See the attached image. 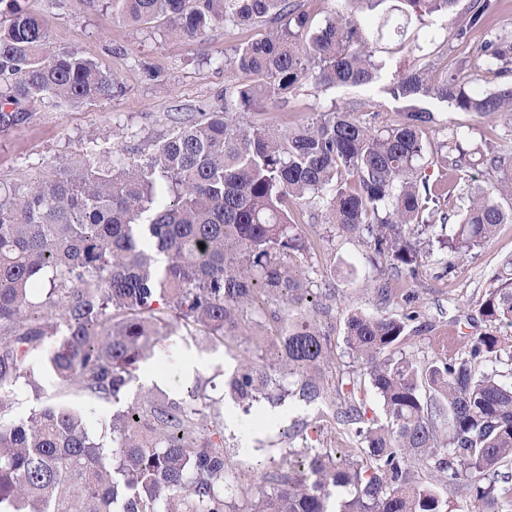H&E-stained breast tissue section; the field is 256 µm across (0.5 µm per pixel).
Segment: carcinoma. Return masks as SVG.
<instances>
[{"mask_svg":"<svg viewBox=\"0 0 512 512\" xmlns=\"http://www.w3.org/2000/svg\"><path fill=\"white\" fill-rule=\"evenodd\" d=\"M371 11L363 27L340 13L316 27L292 0H104L118 22L166 24L193 42L215 23L268 34L239 43L224 68L247 81L224 83V106L175 125L145 153L126 147L90 153L19 188L0 193V415L8 387H37L30 353L48 336L62 339L48 368L64 383L103 399H119L152 351L167 320L165 303L187 332L224 341L255 316L272 323L277 362L248 359L225 381L242 404L288 392L277 369L298 376L296 395L322 403L318 419L351 428L360 445L346 454L317 448L308 423L293 424L286 470L264 478L249 512H448L452 489L467 512L512 509V384L475 367L509 347L512 263L479 302L488 330L462 356L422 366L389 354L407 337L404 319L353 314L346 345L367 380L352 377L339 401L330 399L325 366L328 338L311 310L304 280L288 260L311 250L288 214V199L325 209L337 230L368 248L369 260L395 274L417 272L443 189L419 178L433 163L425 131L437 115L426 100L456 110L512 115V87L485 95L469 79L420 69L384 86L400 104L399 118L377 127L354 107L321 112L296 129L239 120L267 101L316 87L369 86L386 63L375 55L384 40L404 38L433 13L463 7L455 40L464 43L494 0H344ZM44 19L21 0H0V122L9 125L23 103L55 107L112 98V74L79 52L45 54ZM487 71L512 64V42L496 37L483 49ZM440 161L457 171L471 165L464 137L442 143ZM512 190V173L468 198L444 241L464 260L488 242L505 213L494 193ZM204 247H199V244ZM165 265H158V257ZM45 299H34L35 289ZM385 420L365 418L367 389ZM192 389L159 403L152 393L112 415L105 428L116 447L93 434L76 410L45 403L26 418L0 420V512H229L224 431L198 430L203 416ZM349 489L337 498L336 489Z\"/></svg>","mask_w":512,"mask_h":512,"instance_id":"carcinoma-1","label":"carcinoma"}]
</instances>
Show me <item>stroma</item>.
<instances>
[{
	"instance_id": "obj_1",
	"label": "stroma",
	"mask_w": 512,
	"mask_h": 512,
	"mask_svg": "<svg viewBox=\"0 0 512 512\" xmlns=\"http://www.w3.org/2000/svg\"><path fill=\"white\" fill-rule=\"evenodd\" d=\"M27 7L40 14L47 26L46 54L75 50L110 72L115 90L106 101L85 102L76 107L56 108L42 103L30 105L23 120L9 128L0 127V185L13 186L47 175L56 159L77 162L87 151H109L122 146L148 148L170 128L178 114L209 112L221 105L224 82L231 74L224 69V52L231 45L262 38L265 28L226 31L213 26L206 36L192 44L173 37L164 23L126 24L113 21L112 12L92 0H27ZM460 24L457 13L425 16L410 28L404 39L384 44L379 52L387 63V75L411 70L421 55L436 53L439 65L449 74L476 75L475 85L484 92L512 86V73L496 75L476 70L475 64L486 40L512 36V0H496L481 26L471 30L466 43L453 35ZM342 105L356 106L360 115L375 112L381 122L397 120L395 102L381 85L339 86L317 89L311 86L289 94L287 103H271L245 113L248 123L292 129L311 117ZM439 124L427 131L431 145L437 146L460 131L467 147L480 155L493 149L512 155V121L505 117L481 118L451 107H439ZM421 175L429 184L447 182L448 196L442 212L459 214L463 198L486 186L491 172L485 166L447 174L441 164H432ZM289 211L298 222L302 236L313 248L307 256L291 259L289 266L309 284L313 292L332 288L336 299L329 310L318 314L322 331L329 339L328 365L331 388H340L351 371L361 365L349 355L345 345L346 319L362 312L397 318L404 303H412L429 331L401 341L397 353L430 362L437 354L434 337L450 336L454 342L449 355L464 354L472 337L486 329L478 314V303L485 292L496 287V276L505 261L512 259V223L499 225L494 237L475 248L464 262L452 263L450 255L432 246L419 260L416 276L391 278L390 302H382L370 282L380 275L368 260V251L358 237L339 233L325 212L308 205L290 203ZM57 343L45 338L29 361L38 369L37 387L17 382L13 404L7 416L27 417L43 402L79 410L94 434H101L104 420L119 406L137 400L145 385L144 373L164 376L157 393L177 401L187 388H197L208 407L206 416L216 418L224 429V449L237 462L235 512H245L265 474L277 471L281 460L277 440L297 421L310 424L308 433L320 448H351L355 441L342 425L316 429L318 408L286 398L278 403L280 415L266 418L269 402L259 399L243 406L224 392V377L240 360L251 357V346L233 341L213 342L194 336L184 328L173 327L161 338L153 354L141 363L140 379L134 381L119 401L98 398L88 392L59 383L44 366ZM197 357L193 376L183 367L188 357Z\"/></svg>"
}]
</instances>
